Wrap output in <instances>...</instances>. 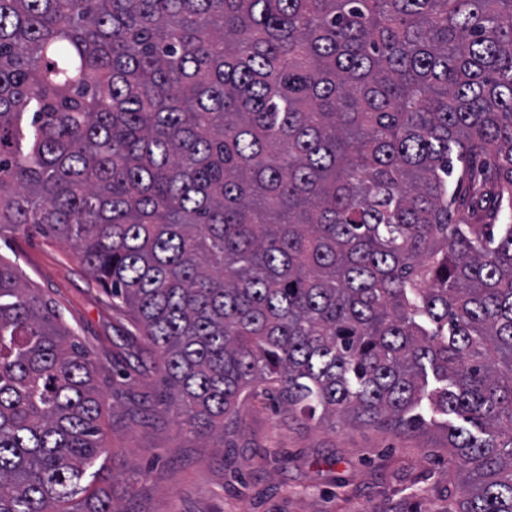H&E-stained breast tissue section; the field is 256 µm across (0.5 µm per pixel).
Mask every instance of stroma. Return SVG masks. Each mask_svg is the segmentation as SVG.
Segmentation results:
<instances>
[{
	"mask_svg": "<svg viewBox=\"0 0 512 512\" xmlns=\"http://www.w3.org/2000/svg\"><path fill=\"white\" fill-rule=\"evenodd\" d=\"M0 255L95 355L143 352L126 344L136 333L129 310L86 276L68 246L6 231ZM102 422L125 512H447L461 494L438 423L398 434L340 417L305 421L261 397L240 403L238 430L223 438H197L154 407L141 423L117 409Z\"/></svg>",
	"mask_w": 512,
	"mask_h": 512,
	"instance_id": "stroma-1",
	"label": "stroma"
}]
</instances>
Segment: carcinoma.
Returning <instances> with one entry per match:
<instances>
[{
	"instance_id": "1",
	"label": "carcinoma",
	"mask_w": 512,
	"mask_h": 512,
	"mask_svg": "<svg viewBox=\"0 0 512 512\" xmlns=\"http://www.w3.org/2000/svg\"><path fill=\"white\" fill-rule=\"evenodd\" d=\"M3 229L131 312L180 428L442 415L448 512H512V0H0ZM122 365L0 258V512H124Z\"/></svg>"
}]
</instances>
